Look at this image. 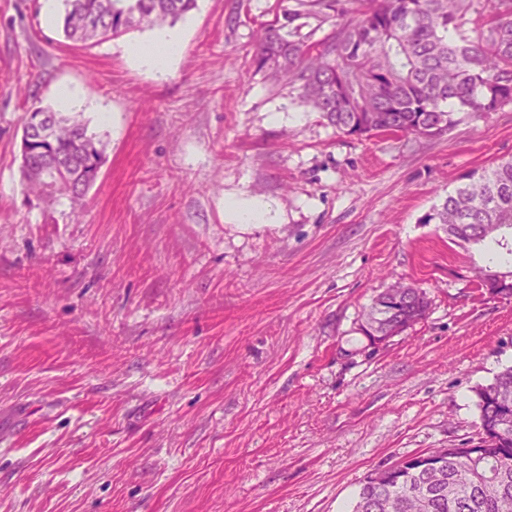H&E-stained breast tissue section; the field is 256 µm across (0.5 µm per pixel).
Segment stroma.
<instances>
[{"label": "stroma", "instance_id": "35a3bbf8", "mask_svg": "<svg viewBox=\"0 0 512 512\" xmlns=\"http://www.w3.org/2000/svg\"><path fill=\"white\" fill-rule=\"evenodd\" d=\"M295 7L198 0L161 75L127 54L150 29L82 48L46 0H0V512H350L376 469L475 439L512 296L424 217L512 157V104L345 136L256 65ZM63 88L106 144L77 211L19 174L26 109ZM397 283L427 316L371 341ZM227 217L244 223H263L267 219L266 210L258 205L246 203L237 198H229L224 204Z\"/></svg>", "mask_w": 512, "mask_h": 512}]
</instances>
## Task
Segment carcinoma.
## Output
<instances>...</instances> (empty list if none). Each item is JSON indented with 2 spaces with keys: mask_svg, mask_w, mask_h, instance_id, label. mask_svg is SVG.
Listing matches in <instances>:
<instances>
[{
  "mask_svg": "<svg viewBox=\"0 0 512 512\" xmlns=\"http://www.w3.org/2000/svg\"><path fill=\"white\" fill-rule=\"evenodd\" d=\"M66 39L96 45L131 28L173 24L197 7V0H62ZM332 22V30L311 42L295 27L283 35L266 30L257 64L297 85L300 98L344 135L368 138L379 133L434 138L451 131L463 112L480 116L512 103V0H367L351 15L341 0H297L300 8ZM474 18L469 19L467 15ZM474 24L473 35L464 29ZM57 117L54 144L48 148L57 165L46 169L67 185L63 196L80 204L95 183L85 162L105 153L106 145L77 115ZM91 153L71 159L76 141ZM442 203L424 218L440 224L448 239L466 250L489 255L478 268L484 284L512 275V158L476 177L465 176ZM33 193L45 192L40 170L22 177ZM429 309L419 288L395 285L379 294L366 313L362 331L395 336L423 320ZM479 429L487 438L469 464L445 448L440 473L406 468L399 475L376 469L361 483L352 512H512V366L476 390Z\"/></svg>",
  "mask_w": 512,
  "mask_h": 512,
  "instance_id": "cac0c4a2",
  "label": "carcinoma"
}]
</instances>
